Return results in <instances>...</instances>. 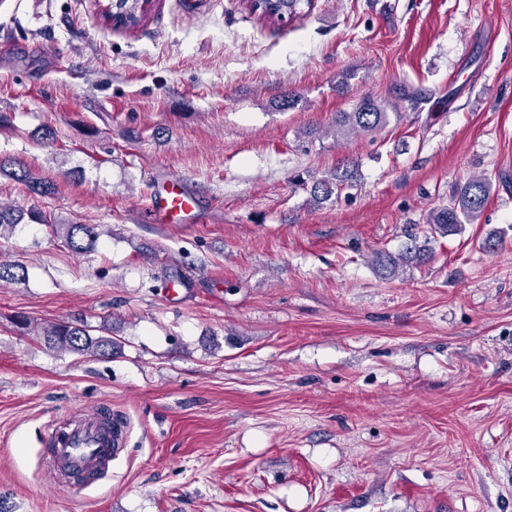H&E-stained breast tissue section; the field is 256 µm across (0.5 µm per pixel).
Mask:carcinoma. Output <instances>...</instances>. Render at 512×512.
I'll list each match as a JSON object with an SVG mask.
<instances>
[{
  "instance_id": "1",
  "label": "carcinoma",
  "mask_w": 512,
  "mask_h": 512,
  "mask_svg": "<svg viewBox=\"0 0 512 512\" xmlns=\"http://www.w3.org/2000/svg\"><path fill=\"white\" fill-rule=\"evenodd\" d=\"M388 105L374 97H365L351 112L336 113L331 133L336 138H347L356 133H374L382 131L390 124ZM358 166L353 161L338 164L329 175L313 181L311 198L317 204L329 200L336 192L352 186L356 179ZM0 173H6L24 183L28 190L36 195L52 192L53 185L33 178L29 171L11 169V161L0 159ZM492 192L491 182L482 176H473L456 188L451 202L431 211L427 224L431 235L441 237L453 235L465 224L476 223L483 212ZM29 218L44 224L50 233L61 240L75 253H84L94 249L99 237L93 224H58L44 214L25 210L15 205L0 204V230L20 224ZM431 259V249L415 243L405 246L398 254L378 251L372 256V263L384 278L399 276L403 267L410 264H425ZM25 278L24 267L18 263L0 260V284L21 281ZM38 334L45 342L62 350L82 354L110 356L114 345L108 337H94L84 327L69 323H53L40 328Z\"/></svg>"
}]
</instances>
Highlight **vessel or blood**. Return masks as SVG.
<instances>
[{
    "instance_id": "b4317fda",
    "label": "vessel or blood",
    "mask_w": 512,
    "mask_h": 512,
    "mask_svg": "<svg viewBox=\"0 0 512 512\" xmlns=\"http://www.w3.org/2000/svg\"><path fill=\"white\" fill-rule=\"evenodd\" d=\"M197 206V199L187 192L183 180L176 177L158 188L150 214L156 221L167 224L189 214ZM124 445L123 428L111 425L100 411L87 412L67 428L64 437H51L53 469L98 481Z\"/></svg>"
}]
</instances>
